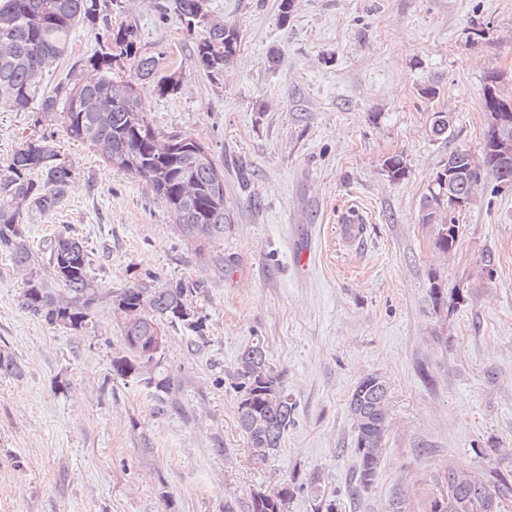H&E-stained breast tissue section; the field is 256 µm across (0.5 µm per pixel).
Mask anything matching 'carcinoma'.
I'll return each instance as SVG.
<instances>
[{"mask_svg":"<svg viewBox=\"0 0 512 512\" xmlns=\"http://www.w3.org/2000/svg\"><path fill=\"white\" fill-rule=\"evenodd\" d=\"M101 0H0V107L13 112L37 109L35 123L43 119L61 121L70 140L92 149L110 166L141 181L151 193L162 197L168 213L183 237L200 244L224 239L229 212L224 190L214 192L217 175L224 174L213 156L198 159L208 147L182 138L175 132H161L154 126L150 109L138 91V83L153 84L160 97L177 94L181 76L176 70H163L159 60L141 52L136 27L122 24L112 29V19L103 14ZM193 44L197 64L211 81L220 83L239 51L237 31L217 19L208 0H172L169 5ZM82 27L94 34L96 48L80 64L79 73L47 90L46 75L70 52L72 32ZM131 62L134 78L113 76L116 60ZM97 71L94 83L84 82L86 71ZM91 129L87 139L83 132ZM497 132L487 127L478 154L485 158L479 172L471 167L472 153L452 151L448 162L430 180L420 206V222L436 225L435 247L449 253L459 237L455 211H442L436 202L448 168L456 171V188L468 202L477 200L478 188L512 185V166L494 163ZM383 171L392 180L408 174L400 155L383 161ZM237 178L250 191L251 206H260L251 191L252 178L246 165L237 166ZM76 172L62 158L53 137L41 134L22 136L10 158L0 166V251L23 284L19 309L50 326L75 335L88 330L92 307L99 297L98 284L90 274L91 257L86 246L68 228L57 230L45 240L49 253L44 265L33 251L25 233V219L34 213L59 209L75 187ZM66 247L68 265L54 260L56 246ZM51 276L59 287L48 286ZM199 286L189 280L170 281L158 288L133 284L111 292L118 308L138 309L149 322L125 323L123 350L112 358V378L137 381L154 401V413L165 415L171 407L165 395L171 377L157 373L159 359L145 365L139 340L156 332L166 336V328L185 324L183 312L194 314L196 337H205V319L187 303V296ZM22 369L14 358L0 351V377H19ZM234 378L239 394L237 423L246 437L250 455L260 461L281 446L288 427L294 422L296 404L290 399L281 375L268 362L260 342L247 345L238 355ZM375 376L360 380L349 397V411L356 432V478L351 494L367 489L374 480L380 452L388 430L387 387ZM437 495L430 500L429 512H500L503 500L512 496V479L494 477L484 482L473 475L448 468L434 477ZM290 487L278 491L251 493L250 512H288Z\"/></svg>","mask_w":512,"mask_h":512,"instance_id":"1","label":"carcinoma"}]
</instances>
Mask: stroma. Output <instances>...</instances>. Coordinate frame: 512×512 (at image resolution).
Returning <instances> with one entry per match:
<instances>
[{"label": "stroma", "instance_id": "35a3bbf8", "mask_svg": "<svg viewBox=\"0 0 512 512\" xmlns=\"http://www.w3.org/2000/svg\"><path fill=\"white\" fill-rule=\"evenodd\" d=\"M122 2L113 25L136 26L141 46L182 74L168 98L141 85L154 124L223 164L230 221L198 251L142 182L48 123L77 183L62 209L27 218L26 234L38 247L71 226L100 298L88 332L49 326L20 310L22 283L0 253V350L23 370L0 378V512H247L252 492L286 483L288 512H428L438 470L512 474V188L457 211L451 254L418 220L449 152L480 147L487 75L512 100V0H294L285 23L280 0H210L241 38L218 85L196 66L171 0ZM429 85L435 96L423 95ZM439 111L454 123L437 140L427 116ZM393 154L405 179L382 170ZM241 163L260 208L238 184ZM351 206L365 218L352 245L336 234ZM303 236L302 275L292 243ZM149 273L157 288L197 282L188 302L207 324L202 340L167 330L159 368L176 408L164 417L111 372L123 347L111 293ZM433 275L454 310L434 306ZM257 340L296 404L263 462L238 427L233 378ZM369 375L387 385L390 425L373 485L354 496L348 400Z\"/></svg>", "mask_w": 512, "mask_h": 512}]
</instances>
